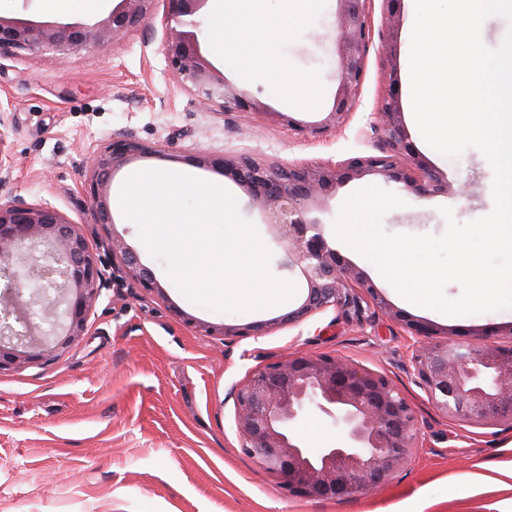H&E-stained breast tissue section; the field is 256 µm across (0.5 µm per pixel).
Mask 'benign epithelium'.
I'll use <instances>...</instances> for the list:
<instances>
[{
	"label": "benign epithelium",
	"mask_w": 512,
	"mask_h": 512,
	"mask_svg": "<svg viewBox=\"0 0 512 512\" xmlns=\"http://www.w3.org/2000/svg\"><path fill=\"white\" fill-rule=\"evenodd\" d=\"M156 0H118L102 19L40 21L0 16V53L59 57L95 52L149 25ZM162 51L171 79L184 90L228 111L262 112L288 129L321 137L343 124L356 105L371 40L368 4L337 0L335 53L339 85L334 104L322 120L305 125L274 112L230 84L202 52L207 0H164ZM387 91L377 118L384 133L382 154L355 157L339 165H283L243 154L235 158L194 155L243 187L286 256L285 265L306 282L303 301L278 325H297L330 308L337 317L360 326L372 322V307L387 308L372 285L352 266L340 263L311 212L336 187L367 174L401 183L419 197L448 192V183L411 152L398 97V73L385 72ZM158 152L135 139L116 140L93 159L88 193L94 222L112 223L108 187L115 171ZM409 157L421 175L400 163ZM112 262L102 258L79 232L78 224L48 204L17 199L0 204V368L53 355L84 330L101 291L128 276L163 294L152 272L121 240L112 239ZM39 292L25 295V283ZM23 330H15L12 322ZM424 337L413 365L429 403L442 415L476 425H512V347L486 334L468 342L434 340L425 324H410ZM237 432L242 447L292 495L313 499L356 497L380 487L403 468L416 448L414 406L384 376L330 356H297L266 365L238 391ZM327 417L344 435L338 447L311 456L294 434L310 411Z\"/></svg>",
	"instance_id": "7a95c632"
}]
</instances>
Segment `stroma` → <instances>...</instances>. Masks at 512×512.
<instances>
[{
	"label": "stroma",
	"mask_w": 512,
	"mask_h": 512,
	"mask_svg": "<svg viewBox=\"0 0 512 512\" xmlns=\"http://www.w3.org/2000/svg\"><path fill=\"white\" fill-rule=\"evenodd\" d=\"M336 0L278 42L258 47L250 69L234 56L203 52L233 86L259 98L266 113L203 107L173 82L161 49L160 25L133 33L105 50L59 62L0 56V134L12 166L0 172V203L23 198L48 203L78 223L97 248L121 239L161 285L106 288L83 334L51 361L0 371V512H498L512 503V426H472L437 412L414 372L419 339L412 321L438 332H483L512 346V309L452 319L404 303L394 287L337 237L343 202L375 185L405 205L386 214L388 233L443 234L442 208L468 222L494 208L493 170L475 148L448 159L404 125L417 154L447 182L448 190L417 198L403 185L367 175L337 187L316 216L332 248L359 270L387 303L369 326L338 320L327 310L294 327L275 319L304 299L306 283L284 265V252L268 234L246 191L194 154L230 158L248 153L281 163L343 162L380 154L384 135L368 117L386 92L377 41L386 34L380 0L371 12L373 41L365 58L356 108L346 124L323 137L282 126L273 112L304 123L322 120L337 89L334 52ZM132 138L154 152L118 170L110 186L113 221L93 220L86 192L88 163L108 143ZM165 169L224 186L239 200L271 251L270 273L294 282L296 294L269 308L216 312L189 302L162 261L141 242L120 207V188L131 172ZM217 326L205 335L196 325ZM264 323L247 335L239 329ZM237 335L220 333V326ZM349 360L386 377L415 407L417 446L408 463L383 486L348 499L293 496L241 446L236 395L253 373L297 355ZM496 473L497 491L482 488Z\"/></svg>",
	"instance_id": "1"
}]
</instances>
